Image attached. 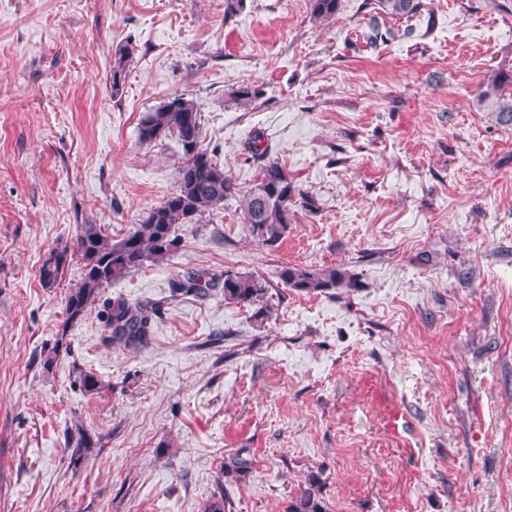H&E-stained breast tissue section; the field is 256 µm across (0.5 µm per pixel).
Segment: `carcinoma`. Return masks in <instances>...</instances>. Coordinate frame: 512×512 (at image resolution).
<instances>
[{
    "label": "carcinoma",
    "instance_id": "obj_1",
    "mask_svg": "<svg viewBox=\"0 0 512 512\" xmlns=\"http://www.w3.org/2000/svg\"><path fill=\"white\" fill-rule=\"evenodd\" d=\"M377 7L390 17L416 13L422 0H376ZM310 15L329 20L339 10V0H308ZM130 52L123 49L115 54L112 66V94L122 89ZM258 91L240 87L229 93V101L240 107L252 105ZM479 100L503 124H512V75L499 74L480 90ZM174 135L182 148V158L176 168V189L152 207L139 228L119 240L107 235L99 224H81L73 248L54 251V260L45 261L39 271L41 283L52 287L64 274L73 258L81 264L80 279L69 289L65 301L66 321L83 317L100 292L147 263L171 260L177 247L171 230L176 224H190L205 213L218 209L224 201L237 199L248 224L250 235L261 244L278 245L288 225L295 218V207L314 213L318 205L314 197L301 192L288 173L276 161L260 166L254 185L241 192L224 173V168L207 149L200 146L201 123L196 102L182 94L164 101L155 111L140 121L139 139L151 143L162 136ZM288 287L306 293H325L336 288H355V275L345 269L326 267L309 270L285 266L280 272ZM222 289L224 300L256 308L255 315L269 317L267 304L269 286L253 272L226 271L222 274L189 273L171 281V295L205 297ZM154 308L140 301L119 296L112 301L108 323L113 340L126 348L137 349L146 344L150 330V313ZM67 447L71 458L79 460L93 447L91 436L79 424L70 431ZM250 461L238 453L224 462V481L242 479ZM287 512H326L318 497L317 479L289 503Z\"/></svg>",
    "mask_w": 512,
    "mask_h": 512
}]
</instances>
